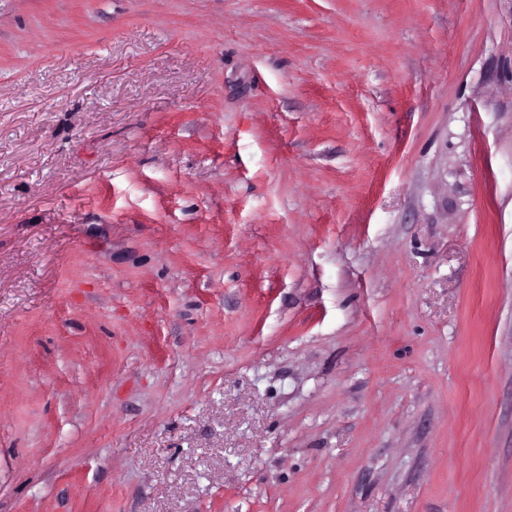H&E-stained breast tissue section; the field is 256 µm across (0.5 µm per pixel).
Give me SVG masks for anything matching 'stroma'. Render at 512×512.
Returning a JSON list of instances; mask_svg holds the SVG:
<instances>
[{"label":"stroma","mask_w":512,"mask_h":512,"mask_svg":"<svg viewBox=\"0 0 512 512\" xmlns=\"http://www.w3.org/2000/svg\"><path fill=\"white\" fill-rule=\"evenodd\" d=\"M0 512H512V0H0Z\"/></svg>","instance_id":"35a3bbf8"}]
</instances>
